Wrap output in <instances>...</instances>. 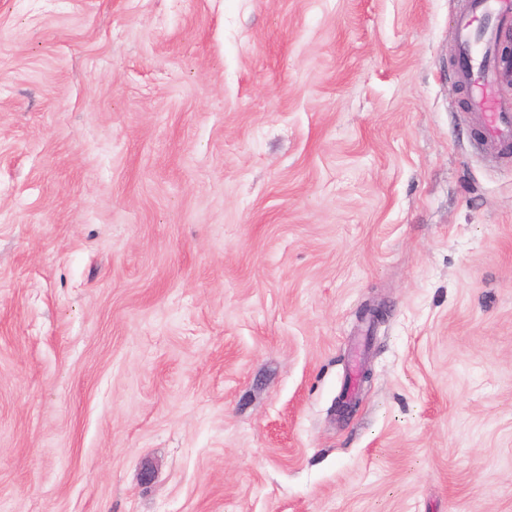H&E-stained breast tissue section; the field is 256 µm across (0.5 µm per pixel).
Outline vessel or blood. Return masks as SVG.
Here are the masks:
<instances>
[{
    "label": "vessel or blood",
    "mask_w": 512,
    "mask_h": 512,
    "mask_svg": "<svg viewBox=\"0 0 512 512\" xmlns=\"http://www.w3.org/2000/svg\"><path fill=\"white\" fill-rule=\"evenodd\" d=\"M512 26V0H465L455 28V76L467 90L465 107L479 120L482 144L512 154V98L497 90L500 33Z\"/></svg>",
    "instance_id": "b4317fda"
}]
</instances>
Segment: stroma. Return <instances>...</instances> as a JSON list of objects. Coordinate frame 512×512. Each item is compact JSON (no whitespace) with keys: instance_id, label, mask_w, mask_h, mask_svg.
Here are the masks:
<instances>
[{"instance_id":"stroma-1","label":"stroma","mask_w":512,"mask_h":512,"mask_svg":"<svg viewBox=\"0 0 512 512\" xmlns=\"http://www.w3.org/2000/svg\"><path fill=\"white\" fill-rule=\"evenodd\" d=\"M460 6L0 0V512H512Z\"/></svg>"}]
</instances>
